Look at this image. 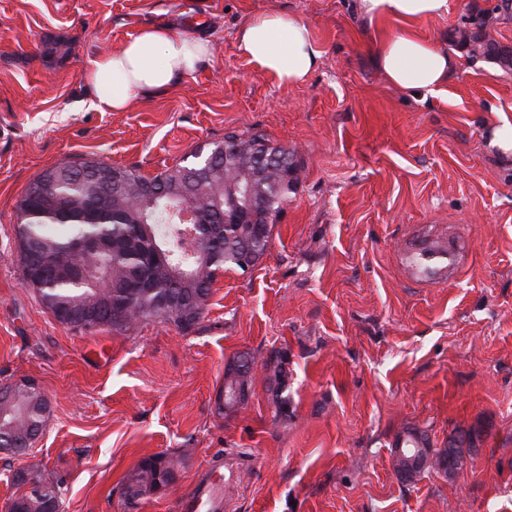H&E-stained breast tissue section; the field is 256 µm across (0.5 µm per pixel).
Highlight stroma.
<instances>
[{"mask_svg":"<svg viewBox=\"0 0 512 512\" xmlns=\"http://www.w3.org/2000/svg\"><path fill=\"white\" fill-rule=\"evenodd\" d=\"M355 2L0 0V386L32 381L48 402L34 447L0 451V512L34 464L65 477L64 512H177L203 477L223 484L224 512H512V155L489 145L512 120V70L454 41L489 15L512 47V10L449 0L420 22L458 58L445 93L424 96L378 72L382 31ZM271 12L312 31L321 56L304 84L236 52L237 29ZM147 25L208 41V64L98 111L84 72ZM233 131L298 164L264 257L220 275L188 333L59 323L19 264L30 181L63 161L154 175ZM427 247L453 248L454 270L412 269ZM244 352L257 359L249 398L220 414L224 368ZM276 356L281 384L263 366ZM410 428L437 449L466 433L467 466L399 480L391 452ZM153 455L179 459L178 479L128 508L121 480Z\"/></svg>","mask_w":512,"mask_h":512,"instance_id":"1","label":"stroma"}]
</instances>
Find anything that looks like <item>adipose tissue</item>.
Wrapping results in <instances>:
<instances>
[{
	"instance_id": "1",
	"label": "adipose tissue",
	"mask_w": 512,
	"mask_h": 512,
	"mask_svg": "<svg viewBox=\"0 0 512 512\" xmlns=\"http://www.w3.org/2000/svg\"><path fill=\"white\" fill-rule=\"evenodd\" d=\"M358 12L369 22H399L398 31L382 37L374 51L375 65L390 84L412 94H442L454 59L422 37L419 22L449 11V0H358ZM237 52L280 84H303L315 69L320 52L309 26L294 18L269 13L241 25ZM210 46L169 30L147 26L119 49L95 59L84 79L102 112L126 111L135 96L170 90L203 68Z\"/></svg>"
}]
</instances>
